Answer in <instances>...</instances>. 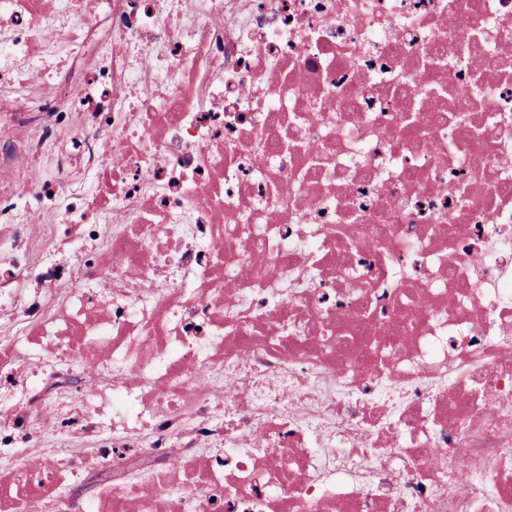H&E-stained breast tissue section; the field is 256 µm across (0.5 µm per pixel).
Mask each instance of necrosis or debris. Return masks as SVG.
Returning a JSON list of instances; mask_svg holds the SVG:
<instances>
[{
	"instance_id": "necrosis-or-debris-1",
	"label": "necrosis or debris",
	"mask_w": 512,
	"mask_h": 512,
	"mask_svg": "<svg viewBox=\"0 0 512 512\" xmlns=\"http://www.w3.org/2000/svg\"><path fill=\"white\" fill-rule=\"evenodd\" d=\"M510 354L512 0H0V512H512Z\"/></svg>"
}]
</instances>
